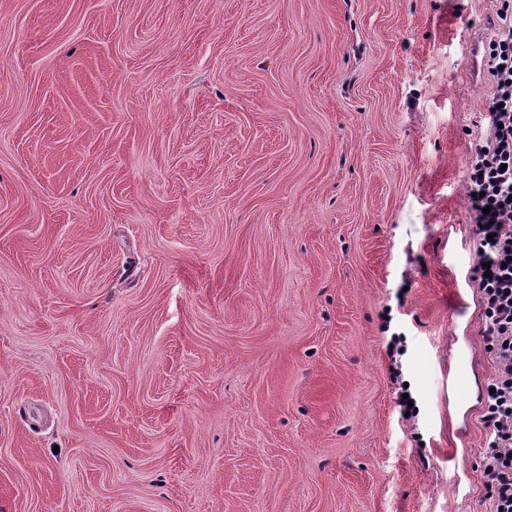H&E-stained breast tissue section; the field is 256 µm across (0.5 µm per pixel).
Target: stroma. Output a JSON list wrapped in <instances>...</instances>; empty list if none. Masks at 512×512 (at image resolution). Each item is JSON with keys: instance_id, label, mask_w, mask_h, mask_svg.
Here are the masks:
<instances>
[{"instance_id": "1", "label": "stroma", "mask_w": 512, "mask_h": 512, "mask_svg": "<svg viewBox=\"0 0 512 512\" xmlns=\"http://www.w3.org/2000/svg\"><path fill=\"white\" fill-rule=\"evenodd\" d=\"M495 3L0 0V512H485Z\"/></svg>"}]
</instances>
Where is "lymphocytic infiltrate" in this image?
I'll return each mask as SVG.
<instances>
[{
	"label": "lymphocytic infiltrate",
	"instance_id": "lymphocytic-infiltrate-1",
	"mask_svg": "<svg viewBox=\"0 0 512 512\" xmlns=\"http://www.w3.org/2000/svg\"><path fill=\"white\" fill-rule=\"evenodd\" d=\"M489 124L470 145L466 182L480 261L482 334L494 370L484 396L480 468L489 512H512V0H500L488 42Z\"/></svg>",
	"mask_w": 512,
	"mask_h": 512
}]
</instances>
